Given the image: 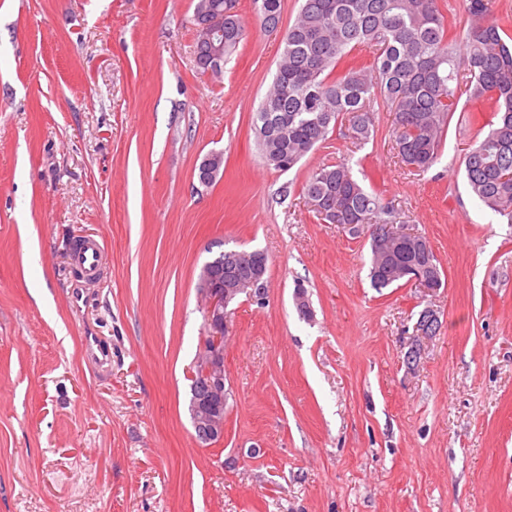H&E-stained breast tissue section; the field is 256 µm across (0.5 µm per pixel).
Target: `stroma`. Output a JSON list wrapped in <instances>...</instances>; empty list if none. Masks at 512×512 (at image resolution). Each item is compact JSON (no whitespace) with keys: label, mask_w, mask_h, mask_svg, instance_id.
I'll use <instances>...</instances> for the list:
<instances>
[{"label":"stroma","mask_w":512,"mask_h":512,"mask_svg":"<svg viewBox=\"0 0 512 512\" xmlns=\"http://www.w3.org/2000/svg\"><path fill=\"white\" fill-rule=\"evenodd\" d=\"M195 4L0 0V512H512V226L466 188L468 100L427 171L387 108L368 144L340 127L269 169L252 117L299 2L268 31L237 0L217 74L195 66ZM343 159L430 241L438 291L371 288L370 226L316 217L302 187ZM95 235L90 279L72 254ZM235 248L267 253V297L233 306L224 438L202 447L196 283ZM223 167V152L212 151L206 154L197 168V181L199 185L206 188L211 187L219 176L221 169L223 175ZM426 316L424 319L420 318L416 323V334L410 344L409 350L407 351L409 366L412 364L417 365L420 361L421 347L424 340L430 339L440 328V324H433V321H440L439 316L432 307H427L424 313ZM437 325V326H434Z\"/></svg>","instance_id":"stroma-1"}]
</instances>
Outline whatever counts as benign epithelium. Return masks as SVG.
I'll return each mask as SVG.
<instances>
[{
    "label": "benign epithelium",
    "mask_w": 512,
    "mask_h": 512,
    "mask_svg": "<svg viewBox=\"0 0 512 512\" xmlns=\"http://www.w3.org/2000/svg\"><path fill=\"white\" fill-rule=\"evenodd\" d=\"M200 42L206 44L209 65L214 68L224 67V40L215 34H224V14L220 13L196 27ZM224 167V153L212 151L206 154L197 168L199 185L211 187L221 169ZM372 234L378 243L383 244L394 237L413 239L414 232L402 227L395 229L393 224H375ZM224 263L239 267L242 274L238 281L228 287L215 274L214 264L205 263L199 272L196 284L197 293L202 304L203 336L193 362L191 381L190 415L196 440L205 447L224 438V343L229 332L230 311L228 308L238 293L248 292V299L260 302L264 300L265 287L263 278L268 268V256L263 251L231 250L225 253ZM440 276L431 272H420L410 282L418 285L428 293L437 291L435 282ZM439 320L436 311L428 307L425 318L416 323V334L410 344L407 356L409 364H418L423 341L433 337L439 330L434 322Z\"/></svg>",
    "instance_id": "1"
}]
</instances>
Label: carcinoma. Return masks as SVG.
I'll return each instance as SVG.
<instances>
[{"label":"carcinoma","instance_id":"1","mask_svg":"<svg viewBox=\"0 0 512 512\" xmlns=\"http://www.w3.org/2000/svg\"><path fill=\"white\" fill-rule=\"evenodd\" d=\"M288 26L270 88L254 113L264 164L293 169L348 122L358 146L374 137L376 107L396 114L393 134L401 161L426 171L441 151L462 95L492 113L465 153L470 194L512 224V35L486 20V0H464L467 26L459 29L438 0H300ZM236 0H197L224 14V55L246 35ZM263 28L281 22L282 0H253ZM375 50L365 66L351 52ZM310 207L330 224H395L397 212L357 180L346 161L316 169L303 186ZM440 268L433 251L401 244L370 247L369 279L377 292L407 284L403 266Z\"/></svg>","mask_w":512,"mask_h":512}]
</instances>
